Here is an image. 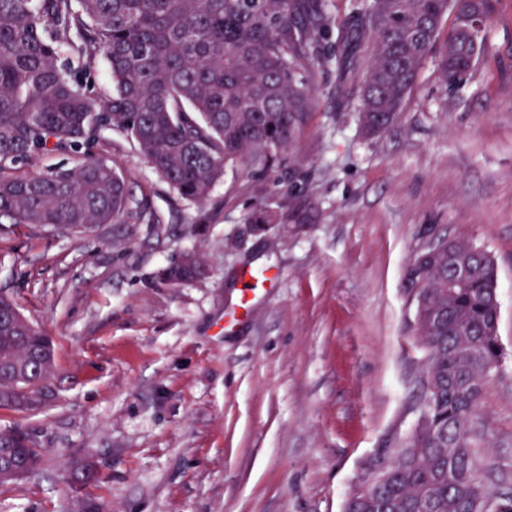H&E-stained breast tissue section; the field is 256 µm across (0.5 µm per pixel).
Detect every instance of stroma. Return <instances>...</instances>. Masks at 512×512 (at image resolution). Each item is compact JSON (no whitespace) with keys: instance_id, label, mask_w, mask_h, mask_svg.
I'll return each instance as SVG.
<instances>
[{"instance_id":"35a3bbf8","label":"stroma","mask_w":512,"mask_h":512,"mask_svg":"<svg viewBox=\"0 0 512 512\" xmlns=\"http://www.w3.org/2000/svg\"><path fill=\"white\" fill-rule=\"evenodd\" d=\"M487 45L454 88L430 57L376 136L337 108L334 69L314 66L286 160L228 169L201 207L102 131L162 233L0 231V294L52 337L59 392L36 413L0 409V429L22 426L42 448L32 474L0 484V512H343L366 465L417 421L425 352L405 266L444 238L495 262L504 360L475 425L486 485L512 492V0ZM267 206L281 221L265 230ZM186 249L206 276L159 282ZM88 460L100 482L83 483Z\"/></svg>"}]
</instances>
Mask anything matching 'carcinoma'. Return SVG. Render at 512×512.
Listing matches in <instances>:
<instances>
[{"label":"carcinoma","instance_id":"carcinoma-1","mask_svg":"<svg viewBox=\"0 0 512 512\" xmlns=\"http://www.w3.org/2000/svg\"><path fill=\"white\" fill-rule=\"evenodd\" d=\"M470 0H353L333 25L328 0H0V224L51 226L91 237L108 224H152L113 161L95 151L101 131L130 137L151 169L188 202L204 204L228 166L266 173L284 158L311 111L304 71L336 68V108L358 101L369 135L398 119L438 45L441 74L461 84L482 55L458 21ZM337 28L336 48L322 36ZM108 62L112 95L90 84ZM365 71L357 87L350 76ZM68 153L73 164L28 167ZM442 252L414 255L408 300L426 349L420 416L393 459L367 467L344 512H481L491 494L474 419L497 371L496 270L473 245L442 239ZM203 273L183 252L156 277L179 285ZM53 342L0 295V391L19 411L47 406L54 393ZM38 468L31 433L0 430V460L13 449Z\"/></svg>","mask_w":512,"mask_h":512}]
</instances>
